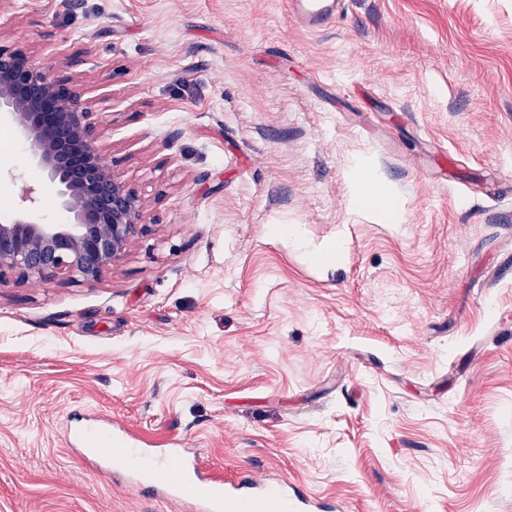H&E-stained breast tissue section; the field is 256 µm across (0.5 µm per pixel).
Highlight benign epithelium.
<instances>
[{
    "label": "benign epithelium",
    "instance_id": "obj_1",
    "mask_svg": "<svg viewBox=\"0 0 512 512\" xmlns=\"http://www.w3.org/2000/svg\"><path fill=\"white\" fill-rule=\"evenodd\" d=\"M56 187L67 224L26 214L0 224V281L99 282L127 255L150 217L144 200L102 157L90 112L69 79L52 77L23 48L0 44V117Z\"/></svg>",
    "mask_w": 512,
    "mask_h": 512
}]
</instances>
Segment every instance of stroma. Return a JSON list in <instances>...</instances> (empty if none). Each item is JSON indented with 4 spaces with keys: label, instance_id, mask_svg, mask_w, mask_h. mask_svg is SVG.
<instances>
[{
    "label": "stroma",
    "instance_id": "35a3bbf8",
    "mask_svg": "<svg viewBox=\"0 0 512 512\" xmlns=\"http://www.w3.org/2000/svg\"><path fill=\"white\" fill-rule=\"evenodd\" d=\"M66 2L0 0V44L70 77L152 223L98 283H0V512H190L90 471L86 411L341 512H512V0L315 31L285 0ZM1 135L0 220L30 183L67 223ZM389 200L390 191L382 181L373 177L363 179V192L358 196L360 203L385 207Z\"/></svg>",
    "mask_w": 512,
    "mask_h": 512
}]
</instances>
